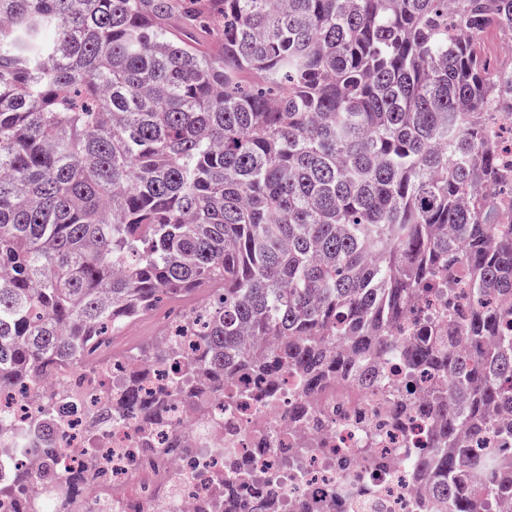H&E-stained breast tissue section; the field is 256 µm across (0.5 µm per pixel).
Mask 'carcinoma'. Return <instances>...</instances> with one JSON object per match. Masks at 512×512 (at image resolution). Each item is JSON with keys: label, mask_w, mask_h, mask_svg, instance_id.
Here are the masks:
<instances>
[{"label": "carcinoma", "mask_w": 512, "mask_h": 512, "mask_svg": "<svg viewBox=\"0 0 512 512\" xmlns=\"http://www.w3.org/2000/svg\"><path fill=\"white\" fill-rule=\"evenodd\" d=\"M510 42L512 0H0V391L94 369L107 337L204 289L158 332L195 358L128 374L107 412L150 432L180 399L204 420L232 376L273 397L288 366L299 431L337 378L373 382L392 326L462 266L473 300L399 352L452 385L419 404L405 375L390 416L433 419L412 477L453 512L512 498V447H477L512 440L493 414H512V170L489 130L512 113ZM137 354L167 359L157 339ZM58 417L0 421L46 436L39 473L0 474L14 512L37 476L51 512L98 478L93 456L55 467ZM187 452L170 431L163 453ZM216 484L224 512L281 510L244 467Z\"/></svg>", "instance_id": "obj_1"}]
</instances>
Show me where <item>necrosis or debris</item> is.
<instances>
[{"label":"necrosis or debris","mask_w":512,"mask_h":512,"mask_svg":"<svg viewBox=\"0 0 512 512\" xmlns=\"http://www.w3.org/2000/svg\"><path fill=\"white\" fill-rule=\"evenodd\" d=\"M136 354L122 361L103 363L86 370L73 368L54 376L58 405H80L73 425L63 426L56 465L67 469L95 452L105 470L106 493L90 488L82 512H198L210 502V512H224V502L197 475L210 471L232 475V465L245 462L255 487H276L284 512H436L423 507V498L412 485L408 470L412 460L431 446L433 423L414 413L403 425H393L385 398L386 379L402 371L398 360H389L368 387L337 383L325 400V409L310 421L307 437L326 442L321 455L303 453L300 437L288 433V410L302 394L298 372L284 369L275 399L257 393L246 374L238 375L236 402H214L207 423L188 417L184 403L171 412L174 428L189 440L187 456L174 465L178 478L165 494H158L161 458L159 436L143 440L130 417L98 421L97 416L113 390L136 364ZM380 467H371L370 458ZM373 495L357 497L363 484Z\"/></svg>","instance_id":"obj_1"}]
</instances>
